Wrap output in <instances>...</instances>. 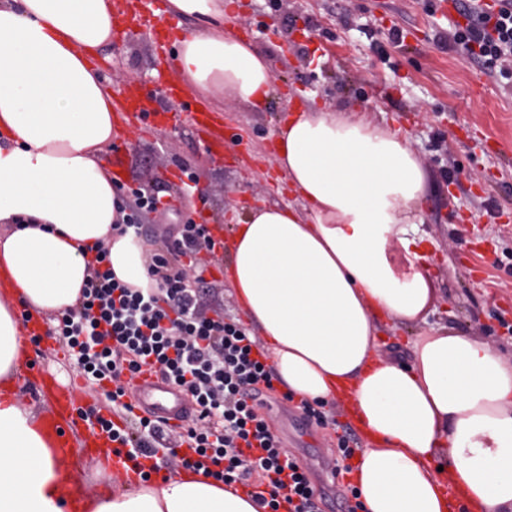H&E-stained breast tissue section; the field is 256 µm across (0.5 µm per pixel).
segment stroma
Instances as JSON below:
<instances>
[{"instance_id":"35a3bbf8","label":"stroma","mask_w":512,"mask_h":512,"mask_svg":"<svg viewBox=\"0 0 512 512\" xmlns=\"http://www.w3.org/2000/svg\"><path fill=\"white\" fill-rule=\"evenodd\" d=\"M140 20L126 21L94 65L112 90L131 85L151 95L157 112L176 118L141 127L139 119L117 121L112 145L124 156L119 177L127 203L136 192L159 195L158 212L138 211L156 243L177 238L182 224L229 228L262 203H295L279 173L275 129L307 107L359 108L374 123L407 134L429 173L419 251L427 258L436 289L426 320L383 328L384 353L407 362L415 337L446 325L512 351V80L491 77L460 51L443 43L449 22L432 15L436 0H239L224 20L225 31L248 34L264 52L275 91L262 111L243 107L212 110L213 121L236 134L224 160L212 159L193 129L188 108L208 103L207 94L182 87L181 102L161 93L178 80L175 46L158 38L143 16L167 0H136ZM403 31L394 43L392 29ZM192 173L197 192L181 193V172ZM208 282L203 309L241 325L249 320L227 279L223 246L200 249ZM58 337L41 344V363L63 384L74 385L79 402L112 417V403L94 381L62 354ZM334 425H308L289 432L283 444L304 465L321 512H347L349 473L335 483L320 478L321 463H336Z\"/></svg>"}]
</instances>
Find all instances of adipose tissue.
I'll return each instance as SVG.
<instances>
[{
  "label": "adipose tissue",
  "instance_id": "1",
  "mask_svg": "<svg viewBox=\"0 0 512 512\" xmlns=\"http://www.w3.org/2000/svg\"><path fill=\"white\" fill-rule=\"evenodd\" d=\"M232 4L168 0L198 23L179 43L177 68L194 89L250 108L271 96L274 78L258 48L225 32ZM113 25L112 0H0L4 382L22 355L14 298L40 313L73 307L90 276L81 251L98 244L122 282L146 278L140 249L112 230V97L89 65ZM276 135L277 167L303 206L252 208L232 226L227 254L279 384L330 407L350 400L368 437L356 477L365 512H452L445 473L474 512H512V353L445 327L413 340L409 364L377 353L376 313L412 324L435 295L414 231L429 174L408 138L357 108H309ZM63 475L40 410L0 404V512H264L191 470L73 505Z\"/></svg>",
  "mask_w": 512,
  "mask_h": 512
}]
</instances>
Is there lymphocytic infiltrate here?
<instances>
[{
  "mask_svg": "<svg viewBox=\"0 0 512 512\" xmlns=\"http://www.w3.org/2000/svg\"><path fill=\"white\" fill-rule=\"evenodd\" d=\"M497 17H489L478 0H465L466 27H453L454 47L487 73L512 74V0H497ZM206 225L187 223L181 236L164 249L147 251L148 283L133 288L116 278L108 250L98 246L76 307L58 319L56 333L88 377L115 382L113 401L123 404L124 428L112 420L100 425L110 441L143 480L159 473L175 455L164 425L135 415L124 400L123 373L150 366L190 398L195 413L179 438L186 469H207L231 485H255V498L270 512H319L307 470L284 448L261 408L273 392V369L267 355L246 329L235 322L204 316L201 308L203 267L186 271L171 255L193 257L212 245Z\"/></svg>",
  "mask_w": 512,
  "mask_h": 512,
  "instance_id": "1",
  "label": "lymphocytic infiltrate"
}]
</instances>
